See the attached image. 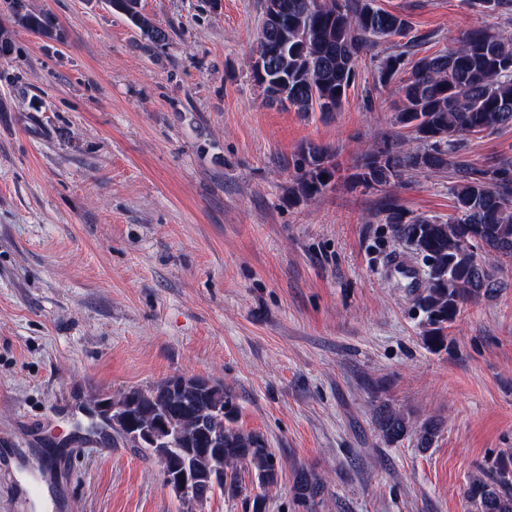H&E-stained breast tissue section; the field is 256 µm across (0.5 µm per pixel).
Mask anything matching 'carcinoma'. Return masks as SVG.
I'll list each match as a JSON object with an SVG mask.
<instances>
[{
	"label": "carcinoma",
	"instance_id": "cac0c4a2",
	"mask_svg": "<svg viewBox=\"0 0 512 512\" xmlns=\"http://www.w3.org/2000/svg\"><path fill=\"white\" fill-rule=\"evenodd\" d=\"M15 22L31 33L60 39L61 29L51 14L33 12L27 0H4ZM139 31L144 47L169 39L162 24L142 14L137 0H108ZM277 11L264 12L257 52L269 55L265 78L258 79L269 101L288 103L298 112H336L354 83L358 62L380 40L404 36L408 19L384 10L375 0H276ZM490 14H512V0H477ZM410 76L399 87L402 106L396 123L410 129L421 146L403 152L386 146L370 150L350 175L366 189L388 185L408 170L437 173L450 170L457 216L451 221L409 218L393 199L383 205L385 223L407 243L424 266L425 286L416 305L425 316L424 338L435 351L448 348V324L461 307L501 287L499 266L493 259H512V158L488 168H476L463 157L468 135L512 126V37L477 28L463 33L458 46L439 54L406 61L403 51L377 61L381 82L395 78L405 65ZM290 194L313 198L336 177L338 163L329 148L308 144ZM231 402L224 384L215 382L199 391L191 381L178 384L175 376L153 385L132 387L112 398V430L123 440L142 447L162 463L163 482L169 485L181 465L199 474L213 469L206 437L224 442V488L230 498L252 500V512H265V497L251 494L238 467L254 473L255 482L277 484L279 459L263 435L233 425ZM174 418L177 440L149 448L136 440L135 428H151L162 418ZM377 427L383 440L396 443L413 434L420 448L432 445L438 424L428 420L412 429L406 417L383 410ZM324 482L316 474H298L295 494L301 502L314 500ZM175 493L187 505L201 504L213 490L190 484ZM465 497L473 512H512V452L481 464Z\"/></svg>",
	"mask_w": 512,
	"mask_h": 512
}]
</instances>
